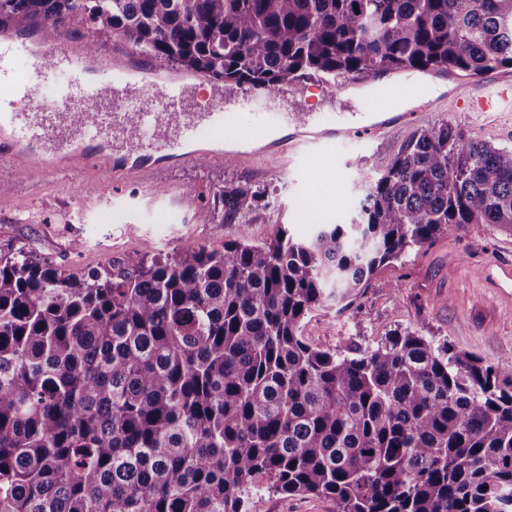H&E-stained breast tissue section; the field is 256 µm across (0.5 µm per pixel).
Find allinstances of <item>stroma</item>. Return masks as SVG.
<instances>
[{
  "label": "stroma",
  "instance_id": "35a3bbf8",
  "mask_svg": "<svg viewBox=\"0 0 512 512\" xmlns=\"http://www.w3.org/2000/svg\"><path fill=\"white\" fill-rule=\"evenodd\" d=\"M432 98L417 99L416 119L389 116L375 138L336 142L331 152L312 146L277 159L276 143L247 165L165 161L146 174L112 177L102 168L85 172L20 174L0 161V250L23 249L81 276L109 263H151L159 255H184L218 247L246 235L261 244L280 231L312 236L317 225L347 222L364 198L368 179L383 172L418 130L441 123L460 128L497 148H512V108L485 121L455 111L457 90L444 80ZM227 105L228 125L251 135L257 126L279 122L272 95L262 109L242 107L243 88ZM305 106L316 119L332 114L367 117L381 109L378 95L350 98L341 85L310 87ZM247 183L271 194L270 205L254 210L246 225L224 221L220 194L226 184ZM189 191L196 205L179 209L173 196ZM512 263V233L490 224L449 226L429 243L408 249L380 266L354 305L343 313L316 311L304 321V339L339 353L353 346H376L394 332H419L433 345L445 343L512 372V295L485 287L488 265ZM252 512H337L334 501L264 490Z\"/></svg>",
  "mask_w": 512,
  "mask_h": 512
}]
</instances>
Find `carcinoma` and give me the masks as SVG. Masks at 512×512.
<instances>
[{"instance_id":"carcinoma-1","label":"carcinoma","mask_w":512,"mask_h":512,"mask_svg":"<svg viewBox=\"0 0 512 512\" xmlns=\"http://www.w3.org/2000/svg\"><path fill=\"white\" fill-rule=\"evenodd\" d=\"M82 21L163 65L296 77L512 68V0H0V30ZM224 223L258 192H221ZM452 224L512 232V149L417 131L355 218L84 279L0 253V512H250L267 481L338 512H512V378L406 330L321 349L314 311Z\"/></svg>"}]
</instances>
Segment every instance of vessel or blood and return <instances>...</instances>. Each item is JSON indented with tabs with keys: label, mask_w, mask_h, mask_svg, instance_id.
<instances>
[{
	"label": "vessel or blood",
	"mask_w": 512,
	"mask_h": 512,
	"mask_svg": "<svg viewBox=\"0 0 512 512\" xmlns=\"http://www.w3.org/2000/svg\"><path fill=\"white\" fill-rule=\"evenodd\" d=\"M48 63H36V75L48 67L69 72L61 112H1L0 160L20 172L77 171L102 163L112 175L145 171L158 159L220 162L223 152L199 146V132L220 129L221 112H191L185 97L184 78L178 72L153 61L137 62L124 48H115L105 63L108 82L93 85L85 72L92 56L83 40L62 29L48 42ZM143 64L164 87L161 112L141 111L129 103L126 111L111 112L106 105L117 87L114 77L132 66ZM467 93L458 98L461 112H498L512 105V79L478 76L467 79ZM293 118L300 129L296 146L322 139L350 140L380 135V127L336 128L318 125L311 113L297 112ZM108 133L106 148H99L98 136Z\"/></svg>",
	"instance_id": "b4317fda"
}]
</instances>
